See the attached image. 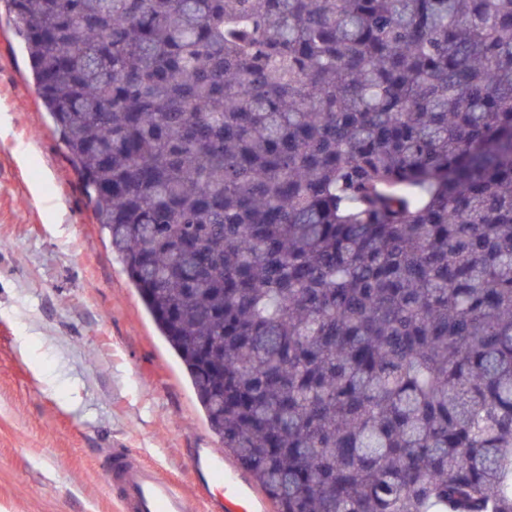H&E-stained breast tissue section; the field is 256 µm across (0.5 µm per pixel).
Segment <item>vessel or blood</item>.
<instances>
[{
  "label": "vessel or blood",
  "mask_w": 512,
  "mask_h": 512,
  "mask_svg": "<svg viewBox=\"0 0 512 512\" xmlns=\"http://www.w3.org/2000/svg\"><path fill=\"white\" fill-rule=\"evenodd\" d=\"M107 459V481L118 493L122 512H199L196 501L175 480L140 457L121 450L109 453ZM206 465L213 478L223 483L224 493L217 498L222 512H270L269 498L247 478L237 476L232 459L213 456Z\"/></svg>",
  "instance_id": "obj_1"
}]
</instances>
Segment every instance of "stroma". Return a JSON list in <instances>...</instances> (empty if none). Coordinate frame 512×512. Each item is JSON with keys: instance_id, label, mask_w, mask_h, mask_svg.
Masks as SVG:
<instances>
[{"instance_id": "obj_1", "label": "stroma", "mask_w": 512, "mask_h": 512, "mask_svg": "<svg viewBox=\"0 0 512 512\" xmlns=\"http://www.w3.org/2000/svg\"><path fill=\"white\" fill-rule=\"evenodd\" d=\"M96 224L0 0V512H120L105 451L195 494L218 449Z\"/></svg>"}]
</instances>
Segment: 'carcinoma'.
Instances as JSON below:
<instances>
[{"mask_svg":"<svg viewBox=\"0 0 512 512\" xmlns=\"http://www.w3.org/2000/svg\"><path fill=\"white\" fill-rule=\"evenodd\" d=\"M8 4L277 512H512V0Z\"/></svg>","mask_w":512,"mask_h":512,"instance_id":"1","label":"carcinoma"}]
</instances>
